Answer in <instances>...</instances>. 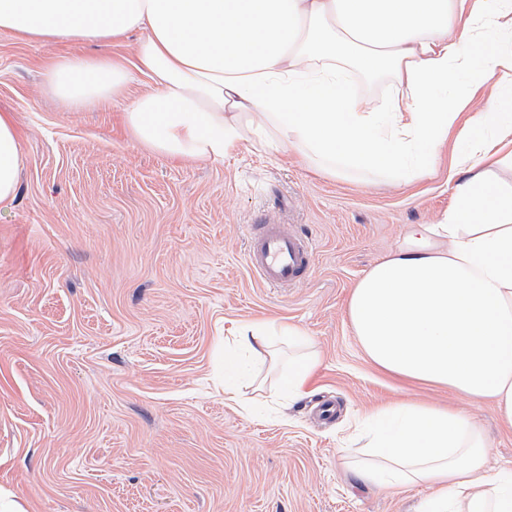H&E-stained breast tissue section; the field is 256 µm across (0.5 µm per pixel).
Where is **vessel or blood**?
Here are the masks:
<instances>
[{
	"instance_id": "obj_1",
	"label": "vessel or blood",
	"mask_w": 512,
	"mask_h": 512,
	"mask_svg": "<svg viewBox=\"0 0 512 512\" xmlns=\"http://www.w3.org/2000/svg\"><path fill=\"white\" fill-rule=\"evenodd\" d=\"M248 241V267L264 285L293 287L313 265L314 243L283 225H253Z\"/></svg>"
}]
</instances>
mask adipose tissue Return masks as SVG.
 I'll return each mask as SVG.
<instances>
[{"mask_svg":"<svg viewBox=\"0 0 512 512\" xmlns=\"http://www.w3.org/2000/svg\"><path fill=\"white\" fill-rule=\"evenodd\" d=\"M0 28L90 41L141 32L133 65L63 57L43 75L75 107L122 99L135 74L149 77L126 123L171 159L224 158L248 132L333 175L403 183L431 174L451 143L453 205L438 223L408 225L356 284L348 317L381 369L491 400L512 429V186L495 180L512 169V0H0ZM377 76L394 87L380 112L358 87ZM463 82L469 94L456 93ZM22 165L1 112L0 203ZM231 336L224 393L235 401L251 362L306 341L268 320ZM368 426L370 458L351 468L362 483L426 486L416 512H512V468H488L464 412L397 401Z\"/></svg>","mask_w":512,"mask_h":512,"instance_id":"obj_1","label":"adipose tissue"}]
</instances>
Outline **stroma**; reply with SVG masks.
<instances>
[{
	"label": "stroma",
	"instance_id": "35a3bbf8",
	"mask_svg": "<svg viewBox=\"0 0 512 512\" xmlns=\"http://www.w3.org/2000/svg\"><path fill=\"white\" fill-rule=\"evenodd\" d=\"M139 38L0 30V111L23 156L0 205V496L22 512H416L426 487L366 485L347 469L362 445L352 426L398 400L466 412L489 468L512 467L492 401L390 376L347 317L407 226L451 206V146L401 185L333 177L251 135L224 160H173L134 138L123 102L73 109L43 79L61 56L133 62ZM262 220L314 240L302 283L269 288L250 271L248 229ZM253 319L297 324L319 355L304 396L278 413L269 363L241 386L248 411L214 381L229 329ZM326 399L336 417L321 422Z\"/></svg>",
	"mask_w": 512,
	"mask_h": 512
}]
</instances>
